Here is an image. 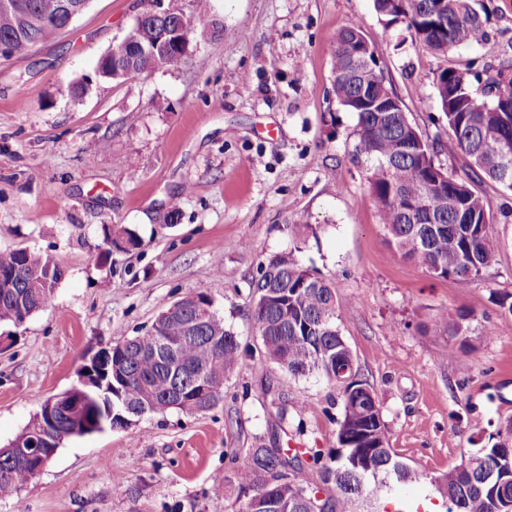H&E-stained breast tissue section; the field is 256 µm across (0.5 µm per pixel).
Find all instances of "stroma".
Instances as JSON below:
<instances>
[{"label":"stroma","mask_w":512,"mask_h":512,"mask_svg":"<svg viewBox=\"0 0 512 512\" xmlns=\"http://www.w3.org/2000/svg\"><path fill=\"white\" fill-rule=\"evenodd\" d=\"M486 39L438 55L374 0H210L220 36L192 39L185 66L96 77L146 0H90L55 39L0 56V251L48 253L65 275L48 309L0 324V448L71 388L84 356L138 335L189 293L207 295L242 358L212 410H170L127 429L74 436L0 512H242L230 453L332 448L339 386L292 381L260 352L255 282L293 254L328 281L358 379L374 389L391 448L423 471L390 499L442 496L434 479L492 446L512 419V191L488 182L499 263L469 285L397 256L357 157V117L334 96V43L358 25L386 83L448 170L463 158L434 79L478 60L512 66V0H483ZM93 76L79 98L69 86ZM115 224L140 245L109 250ZM470 312L473 352L449 348L441 314ZM493 335H486V326Z\"/></svg>","instance_id":"obj_1"}]
</instances>
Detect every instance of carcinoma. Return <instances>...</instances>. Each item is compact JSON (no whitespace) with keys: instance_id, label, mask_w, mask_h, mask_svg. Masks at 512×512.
Wrapping results in <instances>:
<instances>
[{"instance_id":"1","label":"carcinoma","mask_w":512,"mask_h":512,"mask_svg":"<svg viewBox=\"0 0 512 512\" xmlns=\"http://www.w3.org/2000/svg\"><path fill=\"white\" fill-rule=\"evenodd\" d=\"M190 15L166 8L164 17L139 16L133 42L119 43L97 66L104 78L119 67L124 79L155 69H178L186 62L196 33L217 27L209 0H194ZM60 0H0V55L22 57L53 38L64 20ZM382 15L401 19L431 51L446 56L462 46L478 45L486 31L473 0H374ZM180 31L181 43H157L160 25ZM358 26L340 30L333 51V91L337 102L357 115L356 151L372 159L367 180L392 245L401 257L422 262L438 278L461 284L478 280L499 263L489 237L494 213L482 189L484 180L512 190V74L509 67L481 70L467 63L448 66L435 78L441 112L455 145L465 158L461 172L433 180L441 167L400 107L374 56L358 50ZM480 93H475L473 87ZM108 243L116 249L138 246L127 227L115 224ZM63 269L49 255L17 249L0 252V322L21 323L52 305ZM254 322L264 356L289 377L316 375L336 382L339 369L354 364L353 353L336 325V296L321 279L291 255L261 266ZM463 310L437 324L448 346L468 352V320ZM112 428L125 429L146 415L171 409L204 414L224 396V382L239 363L241 346L203 293H190L162 310L149 330L110 346ZM342 415L336 447L250 448L232 453L237 485L252 491L243 512H372L389 479L416 482L423 472L398 459L370 385L352 380L340 394ZM102 405L88 403L77 414H58L54 424L36 416L25 431L0 449V496L18 492L39 473L31 460L12 451L21 439L36 438L52 448L78 434L95 431ZM319 469L323 486L300 479L303 460ZM447 512H505L512 500V422L499 441L478 448L438 479Z\"/></svg>"}]
</instances>
